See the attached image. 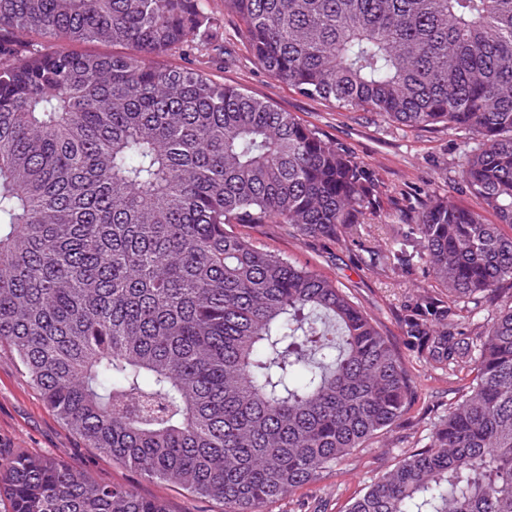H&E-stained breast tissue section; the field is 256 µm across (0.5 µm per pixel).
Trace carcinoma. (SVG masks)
I'll use <instances>...</instances> for the list:
<instances>
[{
  "instance_id": "obj_1",
  "label": "carcinoma",
  "mask_w": 512,
  "mask_h": 512,
  "mask_svg": "<svg viewBox=\"0 0 512 512\" xmlns=\"http://www.w3.org/2000/svg\"><path fill=\"white\" fill-rule=\"evenodd\" d=\"M224 12L252 59L304 95L466 133L461 181L497 223L432 195L370 265L427 269L435 288L406 309V343L475 384L346 512H512V305L475 337L453 322L512 282V0ZM213 27L208 0H0V348L86 447L223 512H267L400 420L418 385L344 289L232 230L354 240L378 179L292 113L155 62L224 59ZM2 502L168 512L27 452L0 458Z\"/></svg>"
}]
</instances>
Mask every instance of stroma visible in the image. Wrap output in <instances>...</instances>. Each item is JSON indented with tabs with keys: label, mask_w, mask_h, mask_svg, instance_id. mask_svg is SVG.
I'll list each match as a JSON object with an SVG mask.
<instances>
[{
	"label": "stroma",
	"mask_w": 512,
	"mask_h": 512,
	"mask_svg": "<svg viewBox=\"0 0 512 512\" xmlns=\"http://www.w3.org/2000/svg\"><path fill=\"white\" fill-rule=\"evenodd\" d=\"M209 11L224 31L234 64L204 63L214 80L246 89L267 100L320 135L347 149L373 171L380 184V208L370 216L362 242H338L300 236L285 224H238L234 230L265 250L308 267L337 282L378 323L402 352L420 388L408 412L387 432L275 503L272 512H345L349 501L389 471L403 453L425 442L433 424L455 401L456 386L441 371L419 362L409 351L403 316L431 283L424 268L392 274L373 270L370 251H387L407 224L424 207L430 194L458 200L482 210L458 175V159L465 135L441 126L410 128L385 120L374 112H349L301 94L271 77L250 57L232 18L224 14V0H209ZM25 451L72 466L101 483L132 487L139 495L162 500L170 512H222L220 503L198 498L177 486L150 480L138 471L113 462L66 427L45 405L24 369L9 351H0V453Z\"/></svg>",
	"instance_id": "1"
}]
</instances>
